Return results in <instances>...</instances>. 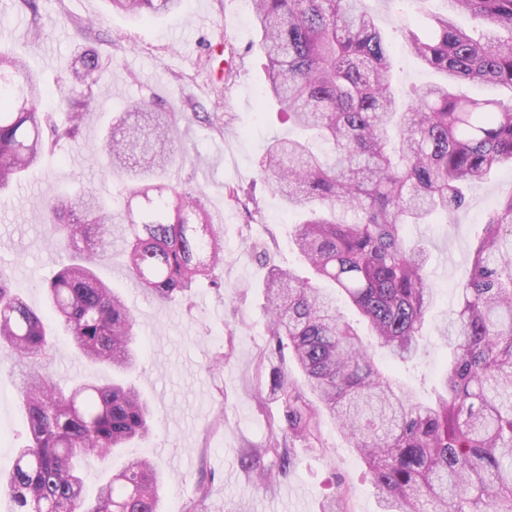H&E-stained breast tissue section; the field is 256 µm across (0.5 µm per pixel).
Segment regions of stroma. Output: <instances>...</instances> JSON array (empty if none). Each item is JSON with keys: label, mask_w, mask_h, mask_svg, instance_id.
<instances>
[{"label": "stroma", "mask_w": 512, "mask_h": 512, "mask_svg": "<svg viewBox=\"0 0 512 512\" xmlns=\"http://www.w3.org/2000/svg\"><path fill=\"white\" fill-rule=\"evenodd\" d=\"M0 0V30L14 35L9 47L37 75L43 109L57 124L67 120L61 79L81 48L79 28L96 24L90 46L106 65L95 100L76 140L54 145L28 180L10 196H0V267L9 284L41 314H48L45 284L64 258L63 247L44 222V204L59 189L80 186L120 199L119 178L104 174L101 144L113 117L145 98L177 113L183 132L182 162L168 172L170 183L201 188L211 213L219 215L224 235V265L215 275L221 289H195L191 300L162 304L128 275L121 255L99 270L134 312L137 340L143 348L139 370L128 375L151 408L150 435L125 445L110 461L83 460L89 486H96L122 463L148 458L166 476L162 512H324L337 500L343 512H380L367 467L330 418L320 424L318 442L290 444L287 479L266 487L240 465L249 449L264 447L269 426L284 405L269 378L254 364L270 346L265 271L254 247L266 248L277 263L307 276L293 250V217L282 199L257 186L258 162L270 140L295 135L280 119L276 105L259 104L264 83L259 35L242 18L241 0H189L183 13L136 22L112 12L108 0ZM386 34L393 51V81L400 93L440 81L407 47L408 31H421L423 12H438L442 0H363ZM40 32H33V23ZM224 47L213 50L216 41ZM256 186L260 209L247 217L230 201L232 188ZM512 195V168L504 167L471 189L467 208L455 220L435 218L412 224L410 240L423 241L430 256L433 301L425 322L426 347L417 368L400 379L421 401L434 396L437 378L448 361L440 327L449 314L457 285L471 271L472 244L480 224L499 202ZM53 369L63 380L112 381L109 367L78 357L66 335L52 340ZM19 380L10 360L0 357V429L8 447H0V473L11 469L28 424L19 400ZM208 487L200 496L199 487Z\"/></svg>", "instance_id": "1"}]
</instances>
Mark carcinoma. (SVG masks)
<instances>
[{"label":"carcinoma","mask_w":512,"mask_h":512,"mask_svg":"<svg viewBox=\"0 0 512 512\" xmlns=\"http://www.w3.org/2000/svg\"><path fill=\"white\" fill-rule=\"evenodd\" d=\"M110 2L137 19L184 5ZM358 2L251 0L265 59L261 96L310 132L273 139L260 176L297 215L291 243L298 255L351 304L373 341L363 340L335 296L260 252L269 335L278 351L292 354L305 384L291 383L260 354L257 368H270L285 402V426L270 427L266 446L240 462L262 485L287 477V440L316 438L322 409L366 463L382 512H512V195L482 224L471 276L443 322L450 357L435 400L418 402L394 375L419 357L432 297L427 251L405 240L406 226L435 213L454 216L468 187L512 166V0H444L445 11L408 38L443 81L406 102L391 87L385 35ZM460 12L481 30L459 27ZM102 72L89 48L71 61L62 94L70 120L52 127L37 77L0 50V192L20 185L51 142L77 138ZM466 82L501 96L453 92ZM180 137L176 113L142 101L117 119L103 146L109 166L136 182L130 198L137 207L117 211L85 190L48 200L45 223L67 252L45 288L54 321L8 288L0 268V349L20 369L29 429L12 469L0 476L12 512H160L163 484L149 460L124 464L92 493L81 474L86 457L107 458L149 434L138 391L115 381L63 387L49 367L57 327L84 360L119 373L140 360L134 315L94 271L115 241L128 272L159 302L189 299L224 262L203 195L162 181ZM268 455L279 458L277 469L260 465Z\"/></svg>","instance_id":"cac0c4a2"}]
</instances>
